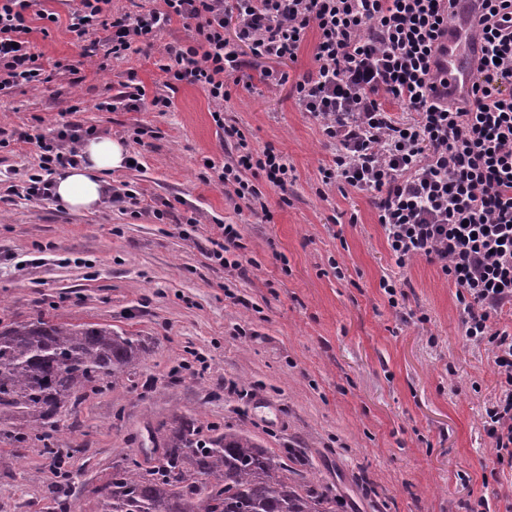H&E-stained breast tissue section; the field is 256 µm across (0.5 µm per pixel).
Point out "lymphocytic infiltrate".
<instances>
[{"mask_svg":"<svg viewBox=\"0 0 512 512\" xmlns=\"http://www.w3.org/2000/svg\"><path fill=\"white\" fill-rule=\"evenodd\" d=\"M457 0H162L139 16L112 0H78L71 31H103L109 55L153 46L173 21L196 23L192 43L172 49L161 69L198 86L215 103L216 124L236 156L219 179L250 211L265 209L261 176L288 187V162L274 146L254 149L222 107L240 68L241 48L257 60H295L316 31L315 72L296 83L263 69L269 85L291 84L299 111L316 121L334 147L321 181L339 191L372 193L377 222L398 267L420 256L437 264L456 288L464 335L493 354L499 388L483 415V430L499 468L512 469V331L499 327L512 305V0H475V34L485 43L472 87L473 103L451 104L431 82L440 37ZM48 23L54 13L37 0H0V90L46 83L27 35L28 13ZM233 27V38L224 30ZM400 103L395 114L387 101ZM82 127L64 124L35 139L38 171L28 198L55 197L57 170L74 165Z\"/></svg>","mask_w":512,"mask_h":512,"instance_id":"obj_1","label":"lymphocytic infiltrate"}]
</instances>
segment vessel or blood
<instances>
[{
	"label": "vessel or blood",
	"instance_id": "b4317fda",
	"mask_svg": "<svg viewBox=\"0 0 512 512\" xmlns=\"http://www.w3.org/2000/svg\"><path fill=\"white\" fill-rule=\"evenodd\" d=\"M473 28L474 16L469 8H458L447 32L439 40L435 88L439 96L452 102H467L473 98L475 67L483 48Z\"/></svg>",
	"mask_w": 512,
	"mask_h": 512
}]
</instances>
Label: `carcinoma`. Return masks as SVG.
I'll use <instances>...</instances> for the list:
<instances>
[{
  "label": "carcinoma",
  "instance_id": "carcinoma-1",
  "mask_svg": "<svg viewBox=\"0 0 512 512\" xmlns=\"http://www.w3.org/2000/svg\"><path fill=\"white\" fill-rule=\"evenodd\" d=\"M142 340L98 323L43 316L0 324V443H42L57 488L72 481L58 415L72 396L99 394L131 379ZM154 449L122 457L98 485L82 488L93 512H336V496L282 463L243 429L206 428L178 411L150 430Z\"/></svg>",
  "mask_w": 512,
  "mask_h": 512
}]
</instances>
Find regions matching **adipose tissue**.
<instances>
[{"mask_svg":"<svg viewBox=\"0 0 512 512\" xmlns=\"http://www.w3.org/2000/svg\"><path fill=\"white\" fill-rule=\"evenodd\" d=\"M78 166L67 169L56 183L58 202L74 212L91 211L103 205L108 197L112 170L122 168L127 149L118 140L91 137L84 141Z\"/></svg>","mask_w":512,"mask_h":512,"instance_id":"ef3b65f1","label":"adipose tissue"}]
</instances>
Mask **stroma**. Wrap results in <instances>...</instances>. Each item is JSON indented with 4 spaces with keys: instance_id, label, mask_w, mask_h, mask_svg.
I'll use <instances>...</instances> for the list:
<instances>
[{
    "instance_id": "1",
    "label": "stroma",
    "mask_w": 512,
    "mask_h": 512,
    "mask_svg": "<svg viewBox=\"0 0 512 512\" xmlns=\"http://www.w3.org/2000/svg\"><path fill=\"white\" fill-rule=\"evenodd\" d=\"M45 7L57 23L44 34L30 20L29 38L51 81L0 91V322H99L147 347L132 380L63 415L57 445L77 483L141 456L150 426L178 409L244 429L329 487L336 512H468L482 498L503 512L512 471L489 479L482 428L498 391L492 353L466 342L437 265L396 266L370 194L322 184L331 150L290 86H266L248 68L224 104L227 123L293 168L287 190L261 184L269 212L255 214L218 179L234 150L213 102L160 70L169 48L195 37V21L174 20L152 48L109 61L107 45L70 31L72 0ZM129 82L170 108L99 110ZM68 122L138 159L110 176L134 191L135 212L76 213L25 197L36 163L25 135ZM190 215L197 224L182 227ZM223 224L241 233V269L211 256ZM387 275L407 283L402 307L379 286ZM18 454L0 467V512H56L41 444Z\"/></svg>"
}]
</instances>
